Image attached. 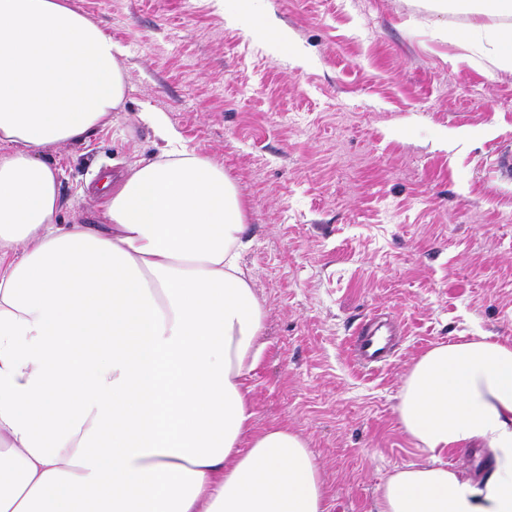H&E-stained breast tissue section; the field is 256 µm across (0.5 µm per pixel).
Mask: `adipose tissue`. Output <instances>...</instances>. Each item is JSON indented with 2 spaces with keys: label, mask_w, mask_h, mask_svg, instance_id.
<instances>
[{
  "label": "adipose tissue",
  "mask_w": 512,
  "mask_h": 512,
  "mask_svg": "<svg viewBox=\"0 0 512 512\" xmlns=\"http://www.w3.org/2000/svg\"><path fill=\"white\" fill-rule=\"evenodd\" d=\"M468 40L512 71V26ZM122 54L63 0H0V512H327L308 441L255 427L266 311L223 164L145 113L165 146L102 182L105 228L59 221L32 151L111 125ZM397 416L422 461L374 512H512L511 342L430 348ZM474 444L477 480L446 461Z\"/></svg>",
  "instance_id": "1"
}]
</instances>
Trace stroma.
I'll return each mask as SVG.
<instances>
[{"instance_id":"obj_1","label":"stroma","mask_w":512,"mask_h":512,"mask_svg":"<svg viewBox=\"0 0 512 512\" xmlns=\"http://www.w3.org/2000/svg\"><path fill=\"white\" fill-rule=\"evenodd\" d=\"M124 55L113 126L38 150L64 224H100L94 190L162 147L164 113L222 162L244 203L242 264L266 309L247 379L256 428L309 443L328 512H370L422 457L396 407L439 343L512 340V72L467 47L470 9L430 0H64ZM382 308L404 323L391 364L358 370L350 344Z\"/></svg>"}]
</instances>
